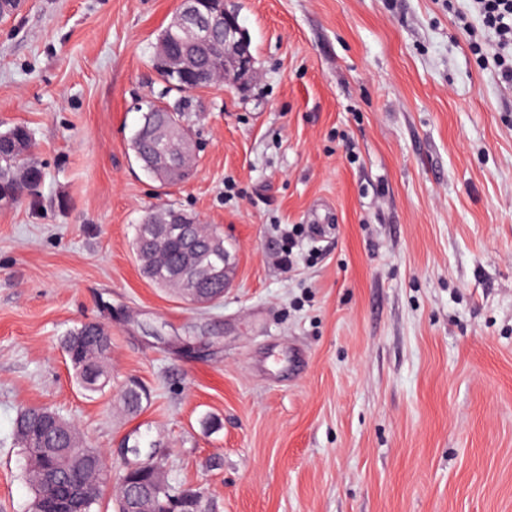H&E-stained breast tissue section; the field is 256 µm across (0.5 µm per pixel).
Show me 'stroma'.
Masks as SVG:
<instances>
[{
	"label": "stroma",
	"instance_id": "stroma-1",
	"mask_svg": "<svg viewBox=\"0 0 512 512\" xmlns=\"http://www.w3.org/2000/svg\"><path fill=\"white\" fill-rule=\"evenodd\" d=\"M254 57L193 92L177 185L129 141L180 0H22L0 124L44 178L0 209V512H28L17 414L55 410L113 471L153 443L210 512H512V84L471 0H230ZM224 236L200 307L147 280L137 224ZM303 233L292 263L280 229ZM112 334L81 390L60 340ZM150 400L120 410L129 381Z\"/></svg>",
	"mask_w": 512,
	"mask_h": 512
}]
</instances>
